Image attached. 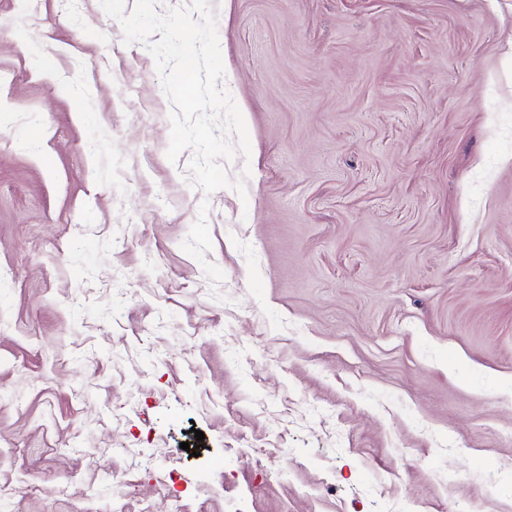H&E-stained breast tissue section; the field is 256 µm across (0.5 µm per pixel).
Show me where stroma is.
I'll list each match as a JSON object with an SVG mask.
<instances>
[{
    "label": "stroma",
    "mask_w": 512,
    "mask_h": 512,
    "mask_svg": "<svg viewBox=\"0 0 512 512\" xmlns=\"http://www.w3.org/2000/svg\"><path fill=\"white\" fill-rule=\"evenodd\" d=\"M210 5L242 196L100 0H0L5 512H512V0Z\"/></svg>",
    "instance_id": "35a3bbf8"
}]
</instances>
